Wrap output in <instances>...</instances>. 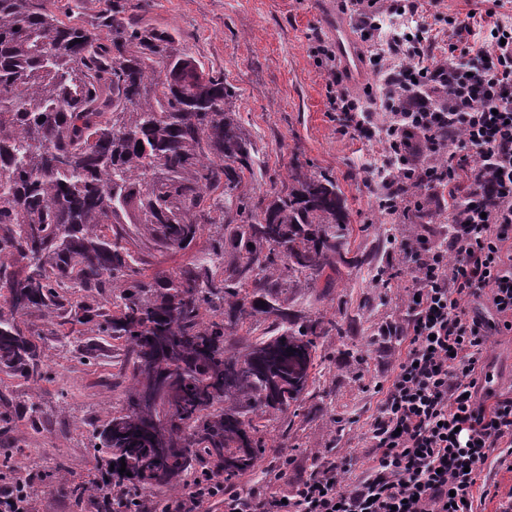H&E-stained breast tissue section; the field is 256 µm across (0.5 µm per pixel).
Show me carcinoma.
Returning a JSON list of instances; mask_svg holds the SVG:
<instances>
[{
	"label": "carcinoma",
	"mask_w": 512,
	"mask_h": 512,
	"mask_svg": "<svg viewBox=\"0 0 512 512\" xmlns=\"http://www.w3.org/2000/svg\"><path fill=\"white\" fill-rule=\"evenodd\" d=\"M104 2L76 23L47 0H0V373L28 387L21 406L0 391V437L19 406L32 430L44 424L51 367L32 319L63 347L90 334L128 355L127 406L76 426L94 477L43 475L79 512H114L120 486L171 495L204 467L254 470L274 447L267 415L316 398L324 343L348 333L289 293L326 295L352 262L336 180L293 160L272 200L257 198L224 78L139 24L130 0ZM207 228L187 263L147 273L154 252L185 251Z\"/></svg>",
	"instance_id": "cac0c4a2"
}]
</instances>
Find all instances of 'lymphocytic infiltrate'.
Wrapping results in <instances>:
<instances>
[{
    "label": "lymphocytic infiltrate",
    "instance_id": "f902f5d3",
    "mask_svg": "<svg viewBox=\"0 0 512 512\" xmlns=\"http://www.w3.org/2000/svg\"><path fill=\"white\" fill-rule=\"evenodd\" d=\"M361 33L382 34L385 16L413 18L422 0H342ZM470 19L448 20V53L435 56L425 30L387 34L375 54L387 110L376 118L344 82L332 50L320 66L342 118L341 134L379 131L391 166L389 202L402 217L417 208L451 211L444 237L425 226L392 239L391 261L410 281L402 316L383 334L402 348L374 386L377 408L365 432L367 466L353 474L347 455L314 457L308 477L289 482L288 456L271 459L262 490L202 473L153 509L146 497L117 512H478L497 500L512 512V390H487L491 337L512 333V26L496 22L483 43ZM485 299L490 311L474 303Z\"/></svg>",
    "mask_w": 512,
    "mask_h": 512
}]
</instances>
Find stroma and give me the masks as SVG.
I'll return each mask as SVG.
<instances>
[{
  "instance_id": "obj_1",
  "label": "stroma",
  "mask_w": 512,
  "mask_h": 512,
  "mask_svg": "<svg viewBox=\"0 0 512 512\" xmlns=\"http://www.w3.org/2000/svg\"><path fill=\"white\" fill-rule=\"evenodd\" d=\"M146 24L171 32L204 70L223 75L236 96L232 108L249 133L259 159L255 185L260 195L278 191L292 158L308 170L332 175L346 200L353 228L351 250L358 261L340 266L333 294L298 285L292 295L308 309L342 317L349 336L329 338L320 393L310 417L271 413L272 436L292 460L289 480L305 477L315 450L333 449L363 460L365 420L375 407L374 384L387 377L399 350L383 340L379 329L396 316L400 290L408 284L400 274L394 288L375 287L372 268L387 265L390 248L377 231L378 183L366 166L385 154L376 139L340 135L329 112L326 77L313 52L327 33L319 18L321 0H139ZM486 0H426L419 25L432 35L436 54L448 51V19L475 13L478 25L491 19L512 22L511 4L487 15ZM44 353L53 379L40 391L51 416L40 433L19 423L14 437L13 468L26 472L31 460L43 457L64 463L78 480L91 478L95 461L86 440L72 430L78 418L106 422L126 399L117 360L122 348H105L88 366L48 345Z\"/></svg>"
}]
</instances>
